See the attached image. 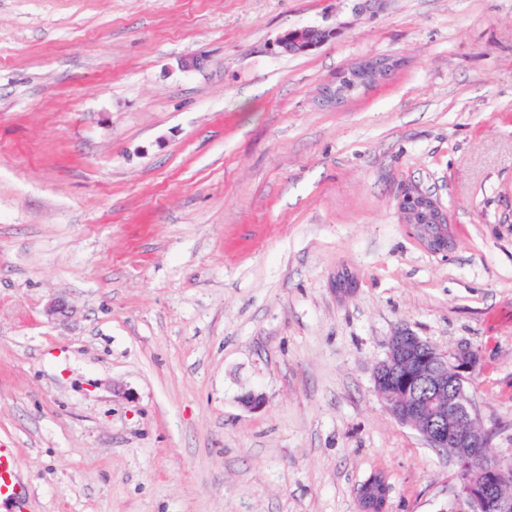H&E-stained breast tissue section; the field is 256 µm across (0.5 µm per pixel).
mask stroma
Returning a JSON list of instances; mask_svg holds the SVG:
<instances>
[{"mask_svg": "<svg viewBox=\"0 0 512 512\" xmlns=\"http://www.w3.org/2000/svg\"><path fill=\"white\" fill-rule=\"evenodd\" d=\"M303 26L340 34L280 53ZM410 183L451 213L447 257L402 223ZM401 327L477 352L512 453V0H0V448L24 512H361L378 473L385 512H440L454 457L375 390ZM336 28L304 26L283 32L276 40V47L284 54L302 56L326 44L330 38L336 37ZM331 32L332 36L325 33ZM399 61L390 57H378L366 59L350 67L338 77L336 88L328 89L330 97L339 100L370 87L376 81L390 76L399 66Z\"/></svg>", "mask_w": 512, "mask_h": 512, "instance_id": "stroma-1", "label": "stroma"}]
</instances>
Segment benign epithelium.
Here are the masks:
<instances>
[{
	"mask_svg": "<svg viewBox=\"0 0 512 512\" xmlns=\"http://www.w3.org/2000/svg\"><path fill=\"white\" fill-rule=\"evenodd\" d=\"M337 29L304 26L283 32L276 40V47L284 54L306 55L324 44ZM399 66L390 57L370 58L350 67L336 81V88L329 95L342 99L370 87L386 78ZM397 208L403 223L410 225L422 247L433 255H448L452 246L451 217L448 208L430 191L417 184H405L397 195ZM415 356L424 362L436 384L434 396L448 395V402L436 404L416 398L406 403L395 393L390 380L408 357ZM478 364V354L468 348L453 353L442 352L427 344L407 328L391 336L385 358L375 369L377 393L384 401L390 415L398 422L413 427L432 448L451 446L460 449L457 461H481V466L504 477L512 473V457L491 458L483 449L490 447L486 430L463 429L460 423L480 421L475 403L468 391ZM476 499L496 502L498 512H512V499L499 495L497 485L481 486L472 481H461L450 512H471Z\"/></svg>",
	"mask_w": 512,
	"mask_h": 512,
	"instance_id": "obj_1",
	"label": "benign epithelium"
}]
</instances>
